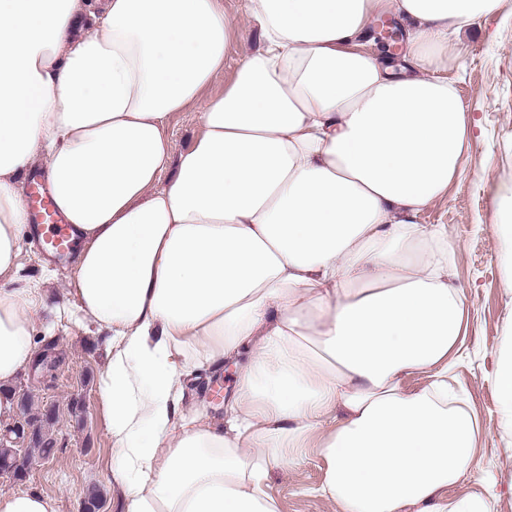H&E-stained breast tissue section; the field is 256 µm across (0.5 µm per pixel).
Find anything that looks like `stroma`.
Masks as SVG:
<instances>
[{
    "label": "stroma",
    "mask_w": 512,
    "mask_h": 512,
    "mask_svg": "<svg viewBox=\"0 0 512 512\" xmlns=\"http://www.w3.org/2000/svg\"><path fill=\"white\" fill-rule=\"evenodd\" d=\"M223 3L241 36L228 48L223 74L206 88L209 96L223 92L241 53L261 42L259 26L244 15L245 0ZM447 76L459 95L472 143L462 174L419 221L445 225L454 249L455 282L470 314L464 347L448 380L468 397L480 424L478 476L463 479L448 493L480 489L492 498L494 512H512V435L500 421L495 386L501 349L512 333V294L506 291L512 277V226L502 224L488 191L492 182L512 188V0L459 36ZM21 247L23 276L38 278L51 270L47 289L69 311L37 323L38 355L45 364L28 369L13 386L23 401L19 416L39 418L55 447L47 458L32 453L23 479L0 474V491L37 489L57 497L59 512H82L86 492L94 489L101 495V512H125L101 398L105 346L93 326L79 322L76 301L65 296L71 266L48 265L30 239H23ZM322 478V462L314 455L277 469L272 492L280 512H336L335 503L317 492Z\"/></svg>",
    "instance_id": "1"
}]
</instances>
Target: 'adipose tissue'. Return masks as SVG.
Masks as SVG:
<instances>
[{
  "mask_svg": "<svg viewBox=\"0 0 512 512\" xmlns=\"http://www.w3.org/2000/svg\"><path fill=\"white\" fill-rule=\"evenodd\" d=\"M501 2L246 0L264 43L207 99L238 30L222 0H0V385L48 310L19 275L38 163L77 237L67 293L107 342L128 512H279L273 473L308 449L338 512H493L448 493L478 454L448 382L469 308L418 217L469 145L453 39ZM383 13L401 62L368 40ZM238 362L223 418L185 405L187 378ZM199 131L197 112H177L169 123V135L175 152L189 148Z\"/></svg>",
  "mask_w": 512,
  "mask_h": 512,
  "instance_id": "ef3b65f1",
  "label": "adipose tissue"
}]
</instances>
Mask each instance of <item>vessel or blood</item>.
I'll list each match as a JSON object with an SVG mask.
<instances>
[{
    "label": "vessel or blood",
    "instance_id": "b4317fda",
    "mask_svg": "<svg viewBox=\"0 0 512 512\" xmlns=\"http://www.w3.org/2000/svg\"><path fill=\"white\" fill-rule=\"evenodd\" d=\"M28 207L44 251L57 258L70 255L75 248L73 228L63 223L48 190L39 179H32L29 184Z\"/></svg>",
    "mask_w": 512,
    "mask_h": 512
}]
</instances>
